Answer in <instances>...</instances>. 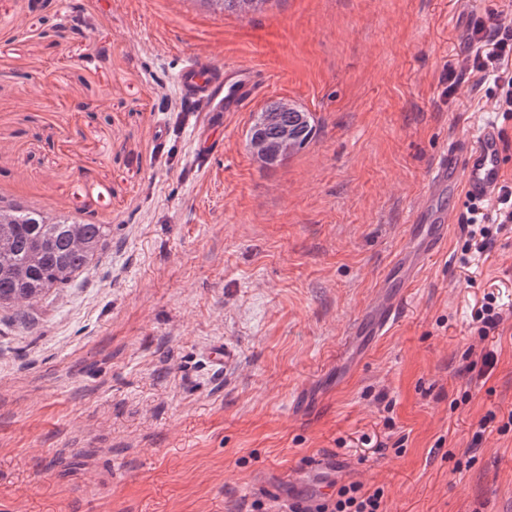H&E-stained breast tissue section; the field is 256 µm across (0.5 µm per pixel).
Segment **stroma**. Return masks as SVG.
<instances>
[{
	"mask_svg": "<svg viewBox=\"0 0 512 512\" xmlns=\"http://www.w3.org/2000/svg\"><path fill=\"white\" fill-rule=\"evenodd\" d=\"M512 0H0V206L112 238L30 322L0 319V512H255L257 484L330 459L386 512H512V232L448 254L402 294L386 336L349 335L408 243L436 154L512 120L492 82L448 88L473 13ZM267 75L243 111L187 112L185 54ZM287 99L314 140L268 167L246 146ZM216 137L203 155L204 136ZM494 300L503 321L478 335ZM233 355L212 367L216 345ZM492 352L488 377L463 355ZM404 437L401 453L363 437Z\"/></svg>",
	"mask_w": 512,
	"mask_h": 512,
	"instance_id": "35a3bbf8",
	"label": "stroma"
}]
</instances>
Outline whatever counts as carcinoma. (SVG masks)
Returning a JSON list of instances; mask_svg holds the SVG:
<instances>
[{
  "instance_id": "obj_1",
  "label": "carcinoma",
  "mask_w": 512,
  "mask_h": 512,
  "mask_svg": "<svg viewBox=\"0 0 512 512\" xmlns=\"http://www.w3.org/2000/svg\"><path fill=\"white\" fill-rule=\"evenodd\" d=\"M283 126L296 132L297 151L314 138V118L304 121L298 112L278 113L261 133L274 145ZM7 211L14 223L0 225V309L12 311L10 319L26 325L28 309L48 290L66 287L89 268L112 238V225L81 224L17 204Z\"/></svg>"
}]
</instances>
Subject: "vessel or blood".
Returning <instances> with one entry per match:
<instances>
[{"mask_svg":"<svg viewBox=\"0 0 512 512\" xmlns=\"http://www.w3.org/2000/svg\"><path fill=\"white\" fill-rule=\"evenodd\" d=\"M181 94L203 112H239L257 92L260 72L248 64H220L199 54L183 58L176 74ZM505 160L496 124L476 127L472 135L449 141L434 160L411 216V234L419 243L401 249L394 265L405 268L402 288L415 287L427 262L446 248L451 217L447 200H489L504 183ZM374 330L389 333L398 320L394 301H377Z\"/></svg>","mask_w":512,"mask_h":512,"instance_id":"1","label":"vessel or blood"}]
</instances>
